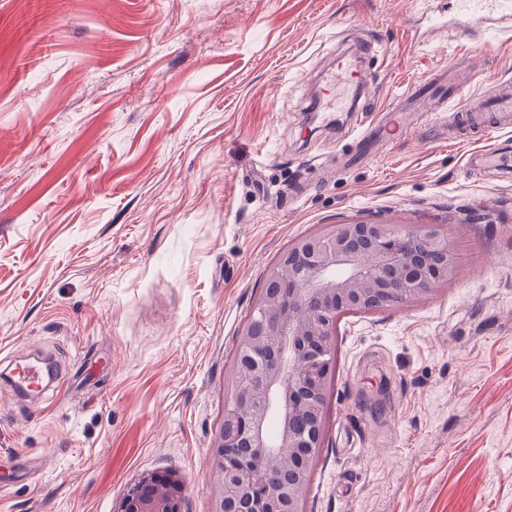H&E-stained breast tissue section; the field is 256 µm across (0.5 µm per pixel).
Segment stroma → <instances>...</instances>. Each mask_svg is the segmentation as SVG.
Wrapping results in <instances>:
<instances>
[{
  "instance_id": "35a3bbf8",
  "label": "stroma",
  "mask_w": 512,
  "mask_h": 512,
  "mask_svg": "<svg viewBox=\"0 0 512 512\" xmlns=\"http://www.w3.org/2000/svg\"><path fill=\"white\" fill-rule=\"evenodd\" d=\"M448 0H0V512H112L146 470L212 512L224 378L267 269L350 220L436 224L458 278L345 317L307 512H512V131L433 114L512 81V19ZM360 53L370 110L312 120ZM440 104L409 97L458 60ZM400 105L415 136L348 135ZM52 361L46 401L6 375ZM455 12L453 23L462 33L469 32L476 25L488 24L492 14L510 15L511 0H453Z\"/></svg>"
}]
</instances>
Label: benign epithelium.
<instances>
[{
	"instance_id": "7a95c632",
	"label": "benign epithelium",
	"mask_w": 512,
	"mask_h": 512,
	"mask_svg": "<svg viewBox=\"0 0 512 512\" xmlns=\"http://www.w3.org/2000/svg\"><path fill=\"white\" fill-rule=\"evenodd\" d=\"M363 238L372 250L359 247ZM415 243L444 259L420 263ZM459 268L448 232L435 224H324L293 240L267 271L278 290L258 300L225 379L224 415L211 444L213 512H226L229 496L248 512H306L324 444L338 319L425 302ZM297 419L310 428L299 429ZM243 447L252 449L254 463L238 456ZM290 468L295 479L280 480ZM184 488L177 471H143L112 512H184Z\"/></svg>"
}]
</instances>
